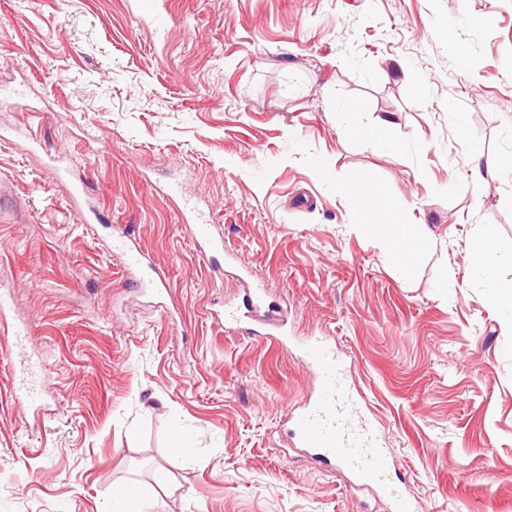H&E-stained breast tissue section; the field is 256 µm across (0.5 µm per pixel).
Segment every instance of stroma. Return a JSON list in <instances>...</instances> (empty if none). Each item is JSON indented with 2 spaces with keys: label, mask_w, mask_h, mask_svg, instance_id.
Listing matches in <instances>:
<instances>
[{
  "label": "stroma",
  "mask_w": 512,
  "mask_h": 512,
  "mask_svg": "<svg viewBox=\"0 0 512 512\" xmlns=\"http://www.w3.org/2000/svg\"><path fill=\"white\" fill-rule=\"evenodd\" d=\"M168 2L160 31L131 0H0V291L48 392L8 401L0 362V512H390L290 447L293 352L208 318L252 288L347 356L418 512H512V0ZM388 112L395 154L358 135ZM155 180L221 229L223 274ZM116 225L168 293L132 284Z\"/></svg>",
  "instance_id": "stroma-1"
}]
</instances>
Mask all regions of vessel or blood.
I'll return each instance as SVG.
<instances>
[{"label":"vessel or blood","mask_w":512,"mask_h":512,"mask_svg":"<svg viewBox=\"0 0 512 512\" xmlns=\"http://www.w3.org/2000/svg\"><path fill=\"white\" fill-rule=\"evenodd\" d=\"M133 8L138 20L164 29L168 17L164 0H134ZM183 216L203 258L210 260L223 252V238L215 235L197 206L186 205ZM112 245L131 275L143 272L148 259L132 234L122 232ZM211 316L228 329L246 326L251 337L280 349L295 348L298 364L312 381V394L304 405L286 416L287 433L294 447L348 472L359 485L374 488L389 500L391 512H416L413 499L389 481L394 459L383 446L371 410L351 384L345 360L335 346L324 340L293 344L286 325L245 323L231 311L215 309ZM12 368L15 377L12 399L29 405L42 403L46 393L35 381L31 366L16 362Z\"/></svg>","instance_id":"1"}]
</instances>
